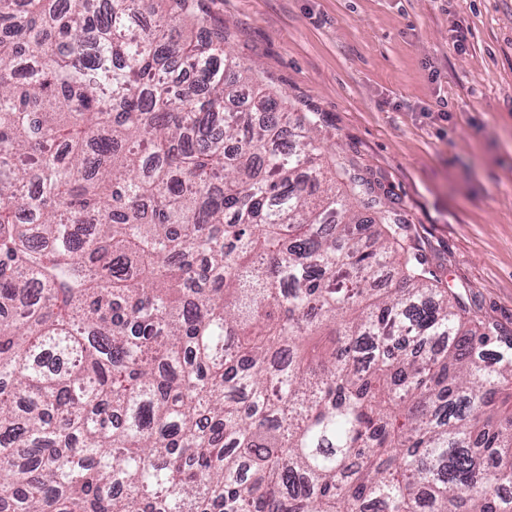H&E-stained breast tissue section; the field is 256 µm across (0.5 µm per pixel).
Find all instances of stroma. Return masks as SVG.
<instances>
[{"instance_id":"1","label":"stroma","mask_w":512,"mask_h":512,"mask_svg":"<svg viewBox=\"0 0 512 512\" xmlns=\"http://www.w3.org/2000/svg\"><path fill=\"white\" fill-rule=\"evenodd\" d=\"M468 314L512 336V0H203ZM466 37L463 50L454 32Z\"/></svg>"}]
</instances>
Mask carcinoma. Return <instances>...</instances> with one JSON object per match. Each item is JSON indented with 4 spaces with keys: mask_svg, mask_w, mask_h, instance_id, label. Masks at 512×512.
<instances>
[{
    "mask_svg": "<svg viewBox=\"0 0 512 512\" xmlns=\"http://www.w3.org/2000/svg\"><path fill=\"white\" fill-rule=\"evenodd\" d=\"M165 2L0 0V512H512V336Z\"/></svg>",
    "mask_w": 512,
    "mask_h": 512,
    "instance_id": "cac0c4a2",
    "label": "carcinoma"
}]
</instances>
